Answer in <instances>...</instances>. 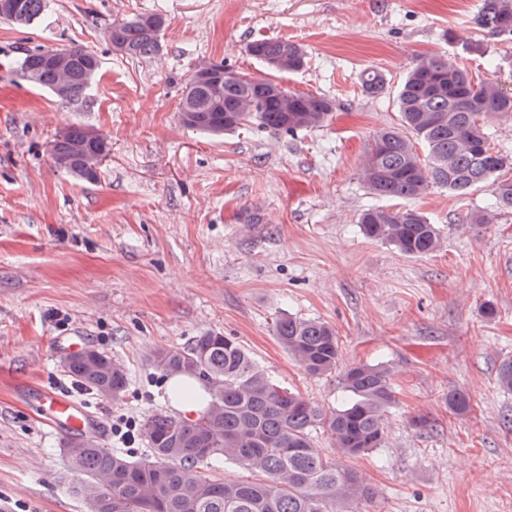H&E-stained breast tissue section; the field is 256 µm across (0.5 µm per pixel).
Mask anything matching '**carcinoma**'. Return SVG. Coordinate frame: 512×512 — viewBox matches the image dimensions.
<instances>
[{
	"label": "carcinoma",
	"mask_w": 512,
	"mask_h": 512,
	"mask_svg": "<svg viewBox=\"0 0 512 512\" xmlns=\"http://www.w3.org/2000/svg\"><path fill=\"white\" fill-rule=\"evenodd\" d=\"M46 0H22L17 15L0 20L28 26L45 11ZM477 28L512 38V0H479ZM164 26L160 14H134L112 22L106 36L121 55L144 59L160 49ZM71 69L63 72L27 54L20 73L29 83L51 91L61 84L66 104L82 98L99 70L97 55L83 47L67 49ZM247 52L279 73L300 70L301 45L286 38H259ZM362 89L379 95L386 89L376 69L364 71ZM195 111V128L221 135L251 126L294 134L326 123L335 104L313 94L290 91L262 78L226 80L221 88L199 87L181 97ZM400 123L378 131L362 162V178L373 194L405 203L441 187L464 195L489 181L495 195L472 224H490L497 211L512 209V156L492 146L487 122L512 119V93L491 76L474 80L464 67L440 55L416 59L396 93ZM70 158L66 170L89 178L84 162L71 157L67 139H58L52 158ZM358 224L370 239L393 246L409 257H423L441 246L437 225L413 208L377 207L363 211ZM280 345L309 374L336 370L340 352L336 330L327 322L281 317L275 323ZM90 360L65 363L70 376L108 399L121 397L127 373L110 356L87 347ZM163 374L207 382L209 402L199 419L178 420L165 414L148 417L142 429L151 458L133 461L89 443L64 453L71 471L83 477L80 493L88 512H350L349 506L372 495L364 475L349 461L382 447L385 417L395 402V373L385 363H357L344 372L349 399L327 412L300 393L274 381L234 338L210 332L185 349H160L153 357ZM497 383L512 391V359L500 364ZM333 440L337 457L320 455L312 429ZM222 456L255 474L223 482L201 472Z\"/></svg>",
	"instance_id": "1"
}]
</instances>
